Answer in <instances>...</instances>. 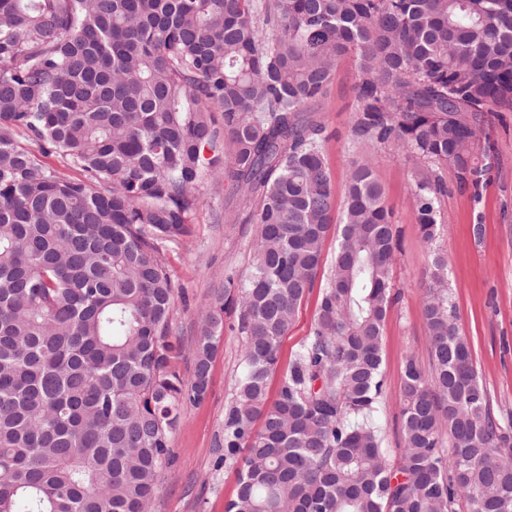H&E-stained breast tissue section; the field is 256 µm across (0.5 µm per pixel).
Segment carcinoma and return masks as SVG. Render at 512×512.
I'll use <instances>...</instances> for the list:
<instances>
[{"instance_id": "obj_1", "label": "carcinoma", "mask_w": 512, "mask_h": 512, "mask_svg": "<svg viewBox=\"0 0 512 512\" xmlns=\"http://www.w3.org/2000/svg\"><path fill=\"white\" fill-rule=\"evenodd\" d=\"M348 55L352 138L413 161L431 244L443 186L418 161L482 182V116L512 108V0H0V512H148L228 317L248 369L224 421L226 512H512V422L491 411L444 255L423 282L431 374L404 367L398 470L352 423L383 398L397 229L362 161L335 216L319 111ZM208 170L247 193L227 218L254 225L256 260L244 282L224 271L185 377L165 247L190 234ZM335 224L313 336L271 403Z\"/></svg>"}]
</instances>
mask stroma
<instances>
[{"instance_id":"35a3bbf8","label":"stroma","mask_w":512,"mask_h":512,"mask_svg":"<svg viewBox=\"0 0 512 512\" xmlns=\"http://www.w3.org/2000/svg\"><path fill=\"white\" fill-rule=\"evenodd\" d=\"M358 71L353 57L343 58L322 100L326 121L325 159L336 191H343L353 161L368 157L399 230L394 290L383 339L385 391L369 418L390 461L403 446L401 398L403 367L414 357L428 368L429 338L422 320V281L434 253L448 257V285L457 324L471 345L472 357L497 418L512 414V111L489 112L481 126L491 148L492 171L479 187L460 186L454 170H439L445 191L439 197L443 230L434 245L419 231L411 201L410 168L402 149L390 143H354L356 110L353 87ZM232 195L224 181L205 177L192 232L169 244L167 257L179 288L171 316V334L185 351L176 362L182 375L194 367L200 314L224 292V271L246 278L255 260L254 229L224 219ZM336 252V236L323 244L324 267L298 307L296 321L281 341L279 363L268 379V397L276 399L281 381L302 345L312 336L318 304ZM246 371L245 338L225 330L211 363L207 396L185 405L170 441L171 463L159 477L152 512H225L237 490L238 466L224 459V418Z\"/></svg>"}]
</instances>
